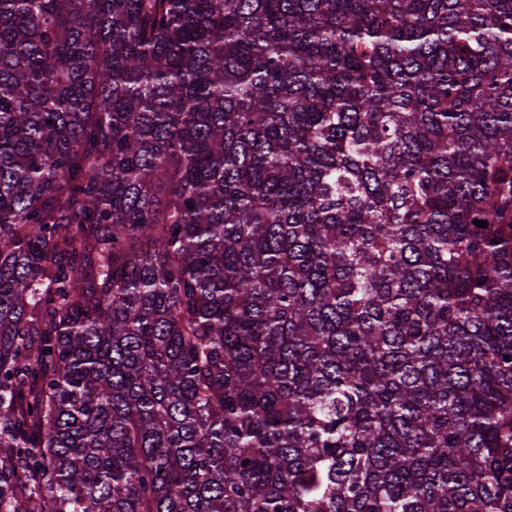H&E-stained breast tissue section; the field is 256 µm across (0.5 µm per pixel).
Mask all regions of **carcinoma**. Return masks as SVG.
<instances>
[{
  "label": "carcinoma",
  "mask_w": 512,
  "mask_h": 512,
  "mask_svg": "<svg viewBox=\"0 0 512 512\" xmlns=\"http://www.w3.org/2000/svg\"><path fill=\"white\" fill-rule=\"evenodd\" d=\"M0 512H512V0H0Z\"/></svg>",
  "instance_id": "cac0c4a2"
}]
</instances>
